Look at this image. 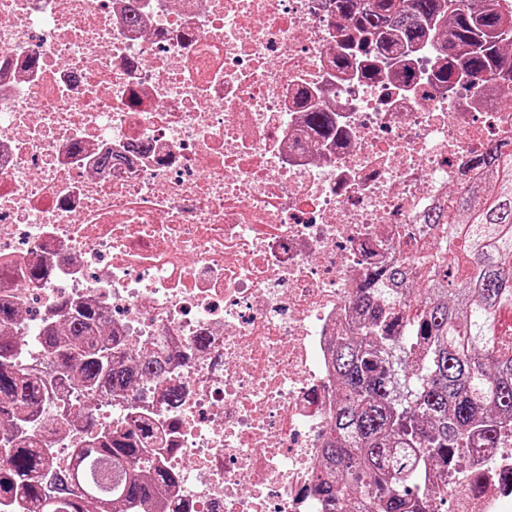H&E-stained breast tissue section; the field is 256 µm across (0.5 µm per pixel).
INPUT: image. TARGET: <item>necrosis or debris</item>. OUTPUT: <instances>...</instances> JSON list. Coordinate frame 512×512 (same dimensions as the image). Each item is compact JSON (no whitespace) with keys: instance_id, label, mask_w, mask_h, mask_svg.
<instances>
[{"instance_id":"obj_1","label":"necrosis or debris","mask_w":512,"mask_h":512,"mask_svg":"<svg viewBox=\"0 0 512 512\" xmlns=\"http://www.w3.org/2000/svg\"><path fill=\"white\" fill-rule=\"evenodd\" d=\"M340 34L329 0H0L7 329L68 300L104 308L131 359L170 356L93 413L156 423L186 512H325L311 484L355 296L435 252L421 219L486 142L512 150L495 81H435L437 39L406 84L380 63L337 71ZM41 414L40 447L72 465L85 427L56 401ZM463 468L451 512H512V441Z\"/></svg>"}]
</instances>
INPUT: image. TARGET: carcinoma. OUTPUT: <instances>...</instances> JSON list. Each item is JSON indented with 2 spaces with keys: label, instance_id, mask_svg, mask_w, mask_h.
Masks as SVG:
<instances>
[{
  "label": "carcinoma",
  "instance_id": "cac0c4a2",
  "mask_svg": "<svg viewBox=\"0 0 512 512\" xmlns=\"http://www.w3.org/2000/svg\"><path fill=\"white\" fill-rule=\"evenodd\" d=\"M346 23L337 70L361 67L369 40L401 68L415 45L443 26L445 63L435 78L452 88L489 76L512 96V5L490 0H333ZM477 177L423 218L440 238V256L416 276L405 262L376 271L356 296L358 319L334 338L338 404L312 490L328 512L348 494L371 512H442L448 484L426 488L418 475L430 460L456 470L475 441L494 445L512 428V153L488 145L469 162ZM101 311L65 306L64 328L45 325L36 339L53 375L24 367L23 344L0 333V512H183L169 496L158 429L140 420L134 433L97 429L91 403L132 380L161 378L144 360L135 370L121 354L129 340L104 335ZM84 397L71 418L90 435L74 448L68 470L50 466L26 431L36 407L58 384Z\"/></svg>",
  "mask_w": 512,
  "mask_h": 512
}]
</instances>
